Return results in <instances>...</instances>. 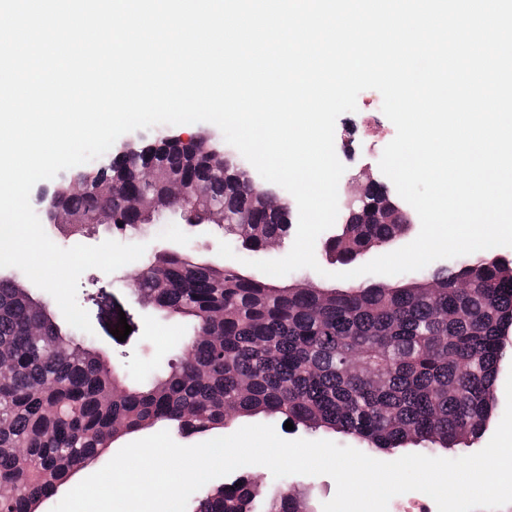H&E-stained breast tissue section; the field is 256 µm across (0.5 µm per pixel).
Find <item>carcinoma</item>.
I'll use <instances>...</instances> for the list:
<instances>
[{
	"mask_svg": "<svg viewBox=\"0 0 512 512\" xmlns=\"http://www.w3.org/2000/svg\"><path fill=\"white\" fill-rule=\"evenodd\" d=\"M161 158L224 201L228 223L217 228L244 250L260 253L288 239L289 225L264 207V190L239 169L224 174V153L206 140L196 156L173 146ZM106 177L139 188L117 158L104 175H80L84 192L74 195L66 184L56 193L85 214L112 211L123 221L112 225L116 233L144 228L120 198L94 190ZM356 210L355 223L323 243L342 265L405 228ZM243 212L250 223H233ZM136 292L189 319L192 332L166 372L127 385L27 288L0 276V364L11 366L0 379V512H38L75 470L102 458L116 425L128 434L168 423L190 437L264 414L296 429L342 433L363 453L427 442L433 457L482 438L512 346V270L496 256H462L403 285L336 292L316 283L276 286L178 250L145 261ZM307 510V495L288 479L268 491L240 473L197 495L190 512Z\"/></svg>",
	"mask_w": 512,
	"mask_h": 512,
	"instance_id": "carcinoma-1",
	"label": "carcinoma"
}]
</instances>
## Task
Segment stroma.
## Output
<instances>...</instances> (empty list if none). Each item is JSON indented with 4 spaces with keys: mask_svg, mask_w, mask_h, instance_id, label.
Instances as JSON below:
<instances>
[{
    "mask_svg": "<svg viewBox=\"0 0 512 512\" xmlns=\"http://www.w3.org/2000/svg\"><path fill=\"white\" fill-rule=\"evenodd\" d=\"M374 89H366L357 97V109L341 114L335 125L336 137L344 139L349 150L340 158L345 171L339 180L347 186L360 173L382 178L379 166L385 146L394 138L393 123L381 112H368L366 102L378 98ZM122 243L144 245L145 256L154 251L174 248L191 249L199 258L218 261L220 243L236 245L234 236L209 225L188 228L184 224H154L147 232L122 236ZM131 262L113 273L91 268L79 278L76 300L87 311L94 330L91 337L94 348L103 358L130 375L145 373L166 363L191 332L183 319L142 307L128 282V275L138 269ZM126 319L132 331L126 340H118L114 329L119 319Z\"/></svg>",
    "mask_w": 512,
    "mask_h": 512,
    "instance_id": "35a3bbf8",
    "label": "stroma"
}]
</instances>
